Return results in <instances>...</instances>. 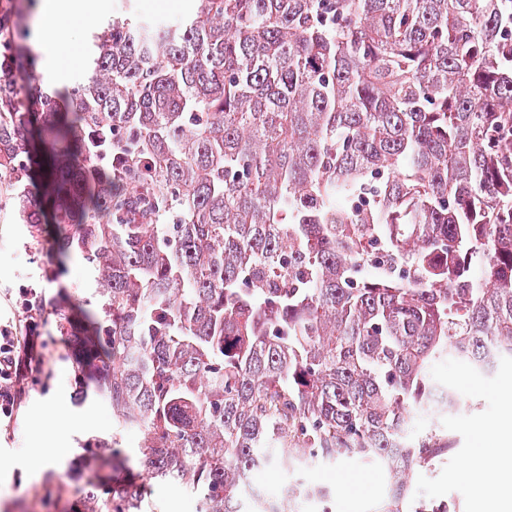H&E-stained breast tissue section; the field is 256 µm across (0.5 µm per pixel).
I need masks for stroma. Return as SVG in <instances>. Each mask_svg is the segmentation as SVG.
<instances>
[{
	"instance_id": "1",
	"label": "stroma",
	"mask_w": 512,
	"mask_h": 512,
	"mask_svg": "<svg viewBox=\"0 0 512 512\" xmlns=\"http://www.w3.org/2000/svg\"><path fill=\"white\" fill-rule=\"evenodd\" d=\"M129 1L144 18L156 17V7L162 2L98 0L99 7L90 20L66 25L72 52L62 65V75H52L41 66L36 80L50 90L87 82L92 74L88 51L93 31ZM55 221L51 214L46 225L34 228L19 219L11 206L0 202V319L12 318L10 296L22 286L44 289L56 308L95 305L96 284L83 261L74 257L61 266L51 257L49 226ZM45 334L44 364L30 385L25 404L17 420L0 426V512H80L85 498L83 478L95 469L101 454L96 441L116 430L111 408L90 396L91 384L67 336L58 329L56 316H49ZM432 376L456 391L460 406L451 414L420 417L418 433L437 430L453 446L412 474L413 497L436 505L450 502L458 512H485L477 484L503 483L512 476L506 463L512 450L502 446L496 431L506 415L503 388L512 384V364L500 363L492 376L480 379L456 364L441 363L433 367ZM58 396L68 401L72 427L62 431L48 423L35 429L33 415ZM88 415L94 418L89 425L83 422ZM58 444L68 448V455L54 467L31 474L26 467L30 450ZM467 462L474 472L464 477L460 469ZM269 470L274 475L270 490L275 494L299 477L312 486L333 485L332 499L302 501L297 512H369L385 499L389 487L385 469L355 459L303 466L276 462Z\"/></svg>"
}]
</instances>
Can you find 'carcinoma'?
<instances>
[{"label": "carcinoma", "instance_id": "carcinoma-1", "mask_svg": "<svg viewBox=\"0 0 512 512\" xmlns=\"http://www.w3.org/2000/svg\"><path fill=\"white\" fill-rule=\"evenodd\" d=\"M0 0V196L53 205L57 258L96 275L60 308L87 376L138 428L148 479L199 512H249L273 459L409 474L452 447L414 435L432 368L512 361V0H195L116 17L93 74L30 82ZM92 486L84 512H140Z\"/></svg>", "mask_w": 512, "mask_h": 512}]
</instances>
